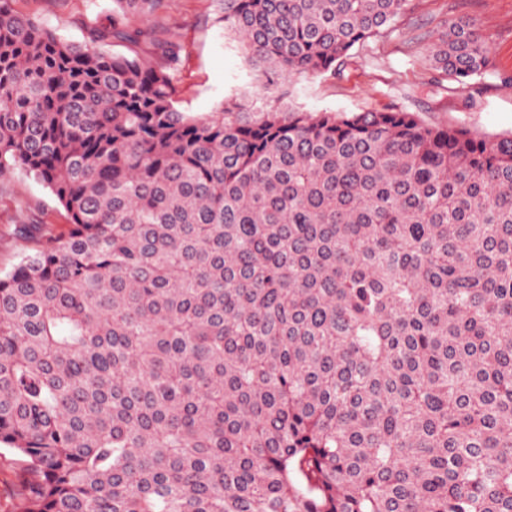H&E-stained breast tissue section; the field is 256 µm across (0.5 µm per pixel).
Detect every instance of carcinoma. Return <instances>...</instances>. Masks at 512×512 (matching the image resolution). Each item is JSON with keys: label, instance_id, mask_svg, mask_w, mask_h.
<instances>
[{"label": "carcinoma", "instance_id": "carcinoma-1", "mask_svg": "<svg viewBox=\"0 0 512 512\" xmlns=\"http://www.w3.org/2000/svg\"><path fill=\"white\" fill-rule=\"evenodd\" d=\"M0 0V177L65 231L0 276V445L25 512H512V135L304 112L411 0H218L273 103L177 107L112 0L69 42ZM485 77L473 19L429 51ZM32 473L26 458L0 447V512H24Z\"/></svg>", "mask_w": 512, "mask_h": 512}]
</instances>
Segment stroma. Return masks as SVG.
I'll return each instance as SVG.
<instances>
[{
  "instance_id": "obj_1",
  "label": "stroma",
  "mask_w": 512,
  "mask_h": 512,
  "mask_svg": "<svg viewBox=\"0 0 512 512\" xmlns=\"http://www.w3.org/2000/svg\"><path fill=\"white\" fill-rule=\"evenodd\" d=\"M15 7L81 43L90 29L109 26L112 0H16ZM217 0H163L137 46L112 39L108 50L152 55L154 39L183 48L180 107L208 116L231 95H252L255 72L233 35L220 22ZM477 20L491 51L492 72L480 84H435L428 55L446 23ZM297 106L307 112H362L403 108L429 124L462 127L479 135L512 134V0H413V9L389 36L371 40L342 72L291 82ZM47 223L49 234L66 222L55 198L19 175L0 178V273L10 271L32 243L17 233L21 222ZM32 473L26 458L0 447V512H24Z\"/></svg>"
}]
</instances>
